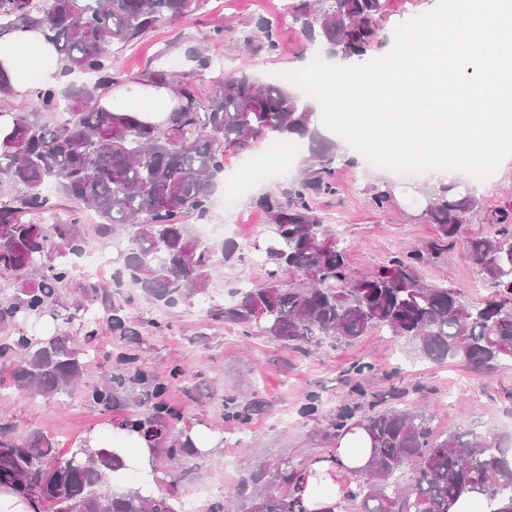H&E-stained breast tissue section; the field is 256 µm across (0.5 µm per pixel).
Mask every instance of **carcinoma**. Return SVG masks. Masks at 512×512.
<instances>
[{
  "instance_id": "carcinoma-1",
  "label": "carcinoma",
  "mask_w": 512,
  "mask_h": 512,
  "mask_svg": "<svg viewBox=\"0 0 512 512\" xmlns=\"http://www.w3.org/2000/svg\"><path fill=\"white\" fill-rule=\"evenodd\" d=\"M206 0H0V31L42 28L63 63V75L81 73L92 82L73 90L75 101L65 120L46 117L59 111L56 88L33 92L35 111L14 114L11 135L0 142V177L11 186L0 191V287L10 281L37 283L21 296L0 303V360L11 368L15 386L46 398L70 396L83 376L93 338L101 330L113 336L138 332L122 306L101 298L103 315L69 304L61 288L84 249L81 219L44 224L54 209L45 184L101 218L103 238L122 229L127 247L112 258L113 279L121 277L144 298L166 305L189 301L208 291L215 254L231 256L235 244L206 246L183 222L209 213L224 156L271 137L279 144L308 142L309 167L279 194L257 205L273 224L265 248V281L237 291L234 302L211 310L215 320L233 322L283 343L318 345L326 336L352 343L372 328L409 336L421 357L454 359L477 369L512 362V201L499 207L492 235L469 242L468 257L483 277L499 288V297L481 307L462 303L449 288L424 287L410 275L419 251L396 258L377 272L354 279L344 249L327 237L309 205L316 193L334 190L331 176L336 145L321 137L314 107L288 83H260L231 74L221 78L208 101L197 100L186 74L153 71L155 84L178 83L186 104L164 127L116 115L98 105L96 93L119 82L116 54L161 21L187 19ZM302 34L311 44L344 56L368 54L376 46L383 0H312L298 4ZM251 51L277 49L273 24L258 22L243 38ZM196 70L211 67L199 48L186 52ZM480 205L475 189L460 182L427 191L424 216L444 236L456 235ZM299 283L290 287L286 278ZM49 318L66 326L58 336L36 338L24 325ZM139 354L123 352L105 382L85 398L111 409L149 405L146 414L125 419L120 427L154 442L169 440L171 465L195 452L190 437L173 435L176 414L168 394L183 376L176 366L167 379H151L140 368ZM252 407L233 395L224 397V417L246 421ZM341 410L336 434L362 427L371 438L364 470L342 488L344 512H451L465 493L486 497L491 512H512V449L473 429L439 439L427 414L409 407L371 410L354 420ZM0 423V486L33 495L52 512H181L176 499L145 497L138 490L112 486V473L123 461L110 448L70 449L53 466L52 442L34 432L9 436ZM410 473V483L400 476ZM305 468L283 460L260 467L234 491L236 512H311L299 494Z\"/></svg>"
}]
</instances>
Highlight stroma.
<instances>
[{"mask_svg": "<svg viewBox=\"0 0 512 512\" xmlns=\"http://www.w3.org/2000/svg\"><path fill=\"white\" fill-rule=\"evenodd\" d=\"M277 7L278 0H266L261 11L252 0H207L193 20L161 22L120 52L122 78L144 77L154 70H188L186 49L201 46L214 62L226 61L229 72L263 82L278 80L296 71L299 61L314 59L317 52L305 40L296 12L282 15ZM263 19L276 29L278 50L244 51L240 37ZM272 149L270 141L261 140L226 155V178L215 191L209 214L203 219L189 214L184 219L192 227L202 221L238 226L230 236L211 237L215 243L230 239L236 250L216 264L205 299L166 307L145 300L133 288L107 291L141 332L138 350L144 370L162 379L176 365L188 371L169 395L179 414L175 430L193 432L203 426L217 440L209 454L182 459L174 474L181 489L211 484L226 496L258 466L271 467L284 458L303 464L327 454L336 446L330 423L337 411L349 405L366 410L383 397L400 396L403 404L424 411L439 438L467 428L489 436H512L511 364L477 371L455 361L435 363L422 359L408 338L379 328L349 346L326 342L296 347L210 319L209 308L231 302L241 282L258 285L265 278L262 248L271 226L256 198L285 190L307 167L308 151L303 148L284 169L253 178L244 192H237L236 174L245 163L267 159ZM337 152L335 192L312 196L310 205L325 217L333 239L345 250L353 278L371 275L395 256L419 251L424 259L415 265L413 275L420 284L453 289L470 305L495 298L494 285L468 258V243L490 232L495 211L512 197V167L498 168L493 186H477L479 208L457 236L446 238L439 225L428 223L422 214L427 180L374 168L343 145ZM379 188L391 192L381 206L374 201ZM96 343L98 353L86 361L80 390L67 399L49 400L18 390L9 368L0 365V422L10 423L13 434L20 437L36 431L54 439L55 454L61 458L89 435L117 426L123 412L90 403L84 392L102 382L116 356L128 351L130 344L106 332ZM359 361L374 366L361 379L351 372ZM227 394L254 405L247 422L225 419L221 398ZM313 395L320 400L319 413L301 416V408ZM228 458L236 463L231 473L224 470Z\"/></svg>", "mask_w": 512, "mask_h": 512, "instance_id": "stroma-1", "label": "stroma"}]
</instances>
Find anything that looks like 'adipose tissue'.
Wrapping results in <instances>:
<instances>
[{
  "label": "adipose tissue",
  "instance_id": "adipose-tissue-1",
  "mask_svg": "<svg viewBox=\"0 0 512 512\" xmlns=\"http://www.w3.org/2000/svg\"><path fill=\"white\" fill-rule=\"evenodd\" d=\"M0 75L13 95L24 97L36 88L58 86L63 82L62 63L54 45L38 29L16 30L0 36ZM183 103L177 86L156 87L138 79L118 90H107L98 100L106 111L131 115L152 124H166L171 112ZM94 448L111 447L128 466L149 469L153 450L149 442L134 432L113 431L111 439L92 436ZM370 453L367 434L360 427L345 431L336 444L335 458L312 465L302 495L312 512L341 501L343 493L337 474L365 467Z\"/></svg>",
  "mask_w": 512,
  "mask_h": 512
}]
</instances>
